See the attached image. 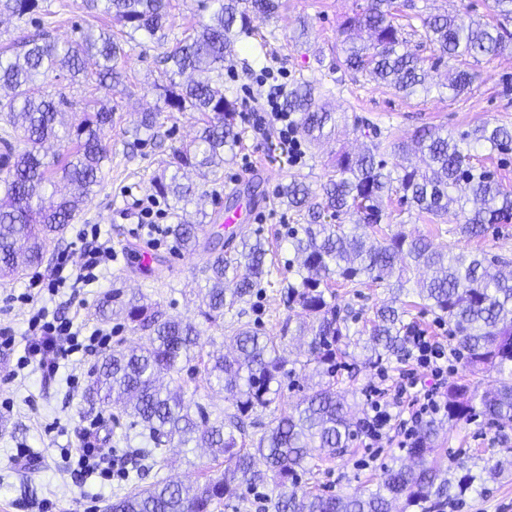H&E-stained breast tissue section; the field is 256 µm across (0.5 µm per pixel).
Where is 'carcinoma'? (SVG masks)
<instances>
[{
    "label": "carcinoma",
    "mask_w": 512,
    "mask_h": 512,
    "mask_svg": "<svg viewBox=\"0 0 512 512\" xmlns=\"http://www.w3.org/2000/svg\"><path fill=\"white\" fill-rule=\"evenodd\" d=\"M91 3L124 28L125 40L110 30L89 29L65 45L42 37L26 41L13 56L0 52V90L8 91L6 101L0 100V120L12 129L0 140L1 276L17 275L21 263L32 267L43 261L100 185L112 153L105 138L114 110L99 100L96 110L64 124L62 107L69 101L44 87L50 75L66 71L110 91L124 84L123 66L130 53L126 46L135 34L171 45L164 52L161 81L154 87L162 91L166 109L200 113L202 127L193 146L173 149L152 187L176 205L187 204L193 189L182 182L184 171L193 168L218 180L224 152H233L237 143V102L224 94V60L236 38L248 32L252 18H271L279 7L278 0H207L201 7L211 9L209 22L176 35L167 31L171 0ZM406 8L398 0H364L359 11L343 20L340 35L347 69L405 95H429L428 67L424 58L409 50L403 18L420 20L435 65L445 58L497 55L512 40L506 27L512 21V0H491V19L484 21L461 13L409 15ZM37 10L51 14L49 5L39 0H0V17L21 20ZM89 57L98 59V69L91 73L85 67ZM188 71L197 78L178 82ZM474 77L459 69L448 81V90L456 96ZM282 95L288 110L302 115L299 133L310 141L323 137L332 113L315 98L312 85L301 82ZM158 116L141 113L136 133L154 137ZM51 140L72 148L62 159L50 157L42 147ZM477 147L492 153L512 151V129L485 124L455 138L425 126L409 142L388 133L359 153L337 154L333 174L317 189L296 177L281 185L279 203L306 223L302 231L291 232L297 262L291 279L282 277L275 256L258 236L242 238L230 252L216 244L207 249L200 269L205 286L199 305L207 322L224 326V311L247 302L255 289L275 283L288 290V304L309 318L296 332L307 337L305 360L298 370L314 381L312 392L247 442L244 420L275 401L274 386L282 375L298 371L285 370L290 322L284 323L279 336H269L248 322L235 326L224 335L233 354L205 357L194 324L167 317L135 297L120 301L116 294L105 296L98 315L111 318L112 302L118 300L125 321L143 336L132 349L114 348L102 356L89 387L91 401L121 405L152 444L136 449V454L151 457L155 466L163 462L162 448L173 442L209 448L214 458L222 456L228 462L220 475L195 484L159 480L146 489H133L108 504L106 512H214L241 485L270 488L272 512H393V503L399 500L406 510L434 512L447 496L462 497L471 491V471L477 463L465 460L451 470L427 457L435 451L445 419L512 421V270L504 271L509 262L487 251H442L424 236L389 234L382 221L394 196L407 212L415 211L431 224L457 209L464 222L455 233L463 236L480 237L487 227L512 216V191L473 163L471 150ZM412 151L421 154L423 166L408 163ZM386 153L393 158L390 165L383 159ZM169 232L183 250L198 249L195 225L173 224ZM358 285L382 286L392 294L391 303L376 309L364 341L350 335L337 304V288ZM419 305L448 319L454 351L462 356L465 370L475 375L493 369L498 385L478 397L466 384H448L446 410L424 421L407 449L419 470L385 465L376 491L367 495L302 489L300 475L311 471L312 452L335 457L355 436L350 405L336 379L341 360L355 357L352 346L360 349L366 364L404 354L405 317L409 307ZM185 370L191 380L199 376L209 386H223L234 400V412L212 422L203 407L192 406L185 398ZM165 376L166 387L160 383Z\"/></svg>",
    "instance_id": "obj_1"
}]
</instances>
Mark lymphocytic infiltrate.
<instances>
[{"label": "lymphocytic infiltrate", "mask_w": 512, "mask_h": 512, "mask_svg": "<svg viewBox=\"0 0 512 512\" xmlns=\"http://www.w3.org/2000/svg\"><path fill=\"white\" fill-rule=\"evenodd\" d=\"M243 118L257 134H276L293 163H300L304 158L305 153L296 136V121L291 113L281 110L277 94H267L261 108L244 113ZM78 240V262L72 263L67 256H58L52 279H44L39 274L32 276L19 296L21 302L30 305L31 316L29 341L24 356L17 362L18 368L35 364L42 373L54 376L62 362L72 355L79 352L91 355L96 348L105 347L109 342L108 333L101 329L94 330L87 342H79L80 327L75 326L72 320L50 316L42 304L44 294L57 293L60 287L67 285L78 291L97 283L101 271L112 262V250L101 242L98 226L81 231ZM407 345L417 364L429 369L434 383L421 388L415 381L403 378L397 380L390 390L375 383L370 384L366 394L369 409L357 427L369 447H378L393 426L398 428L403 437L402 447H409L420 423L425 418L442 414L445 410L441 382L448 371L447 349L419 331L408 336ZM407 398L411 399L414 410L405 417L402 416L400 407Z\"/></svg>", "instance_id": "f902f5d3"}]
</instances>
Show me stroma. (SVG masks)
Masks as SVG:
<instances>
[{"instance_id":"1","label":"stroma","mask_w":512,"mask_h":512,"mask_svg":"<svg viewBox=\"0 0 512 512\" xmlns=\"http://www.w3.org/2000/svg\"><path fill=\"white\" fill-rule=\"evenodd\" d=\"M363 0H281L272 19L254 20L248 34L240 36L235 52L224 63V88L238 103L248 98L264 101L266 69L286 67L284 83L293 86L300 79L313 82L328 102L335 126L326 139L305 143L306 157L292 163L276 138L254 137L247 125H238L240 141L224 164L219 181L204 182L196 172H188L196 193L202 194V207H234L246 202L259 206L266 221L254 225L253 235L261 237L275 255L285 261L292 256L288 242L289 227L299 224L294 211L282 207L278 187L291 177L303 176L318 185L326 182L338 151L358 150L364 127L392 132L406 139L423 126H435L456 135L482 124L512 127V45L495 56L468 61L466 67L476 73V80L456 96L441 92V84L457 66L443 61L432 76L439 88L432 94L404 96L392 87L369 81L365 76L342 66L339 26L346 16L358 10ZM57 22L49 29L52 39L65 42L80 30L113 26L110 16L87 9L86 0H54ZM308 34L295 39L300 25ZM163 47L147 40L132 45L126 69L133 91L116 86L111 93L90 91L70 80L64 73L50 81L51 91L85 103L107 97L115 110L112 127V158L103 169L99 187L85 208L68 224L58 243L59 249H73L82 225H99L102 238L108 239L116 254L97 284L72 296L70 288H60L57 295L46 296L49 311L70 318L85 330L98 327L111 331V345L129 347L139 341L122 317L101 321L96 314L99 299L113 289L124 294L142 295L159 303L173 317L195 322L203 353H222L224 331L199 317L197 292L201 285L198 269L202 253H188L165 237L155 247H147L132 230L140 216L129 207L131 198L149 196L153 179L161 173L172 150L190 142L200 122L199 113L163 111L159 90L154 89L163 69ZM160 111L161 125L156 139L136 143L135 121L140 112ZM388 230L426 236L435 247L455 251H488L512 259V219L492 225L485 236L466 238L454 234L463 218L445 216L444 230L426 223L416 215L400 212L398 204L388 209ZM151 252V265H142V252ZM389 293L382 287L360 286L338 291L341 316L347 317L352 330L368 332L369 320ZM249 319L259 321L270 334H279L285 320L299 321L300 311L289 308L286 289L271 287L252 297L246 306ZM22 346L0 351V512H105L106 505L126 495L133 486H148L168 478L184 483L204 480L224 469V459H213L205 448L170 445L166 449L168 465L164 469L147 468L145 462H129L127 451L145 447L138 427L116 408H103L88 398L91 371L96 356L85 360L70 359L57 376L46 379L32 368L22 370L17 380H8L9 370L22 356ZM340 388L355 406V418H362L367 408L364 388L375 381L374 366L361 360L348 362L339 373ZM96 424L99 444L121 449L112 457V478L91 477L81 480L76 471L74 450L79 445L81 429ZM397 433H390L382 447L367 448L353 440L347 452L333 459L313 458L311 478L305 489L314 492L365 494L379 482L383 464L405 458ZM33 450L35 460L15 464L17 449ZM435 456L444 467L454 466L468 457L482 458L486 465L501 464L497 478L477 475L475 491L463 499L449 502L443 512H512V422L492 423L484 418L446 424L440 432Z\"/></svg>"}]
</instances>
